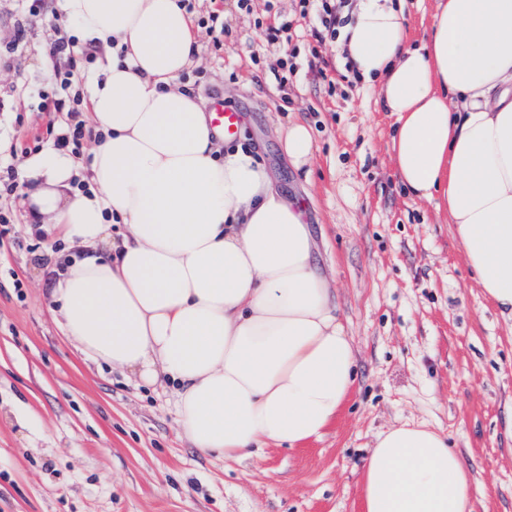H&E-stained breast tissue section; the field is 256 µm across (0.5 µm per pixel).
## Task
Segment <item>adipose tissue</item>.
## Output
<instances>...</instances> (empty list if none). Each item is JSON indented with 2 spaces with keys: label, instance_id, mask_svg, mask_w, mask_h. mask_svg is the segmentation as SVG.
<instances>
[{
  "label": "adipose tissue",
  "instance_id": "adipose-tissue-1",
  "mask_svg": "<svg viewBox=\"0 0 512 512\" xmlns=\"http://www.w3.org/2000/svg\"><path fill=\"white\" fill-rule=\"evenodd\" d=\"M60 9L103 50L89 166L56 149L22 164L30 231L62 245L45 271L66 336L98 365L168 381L202 454L319 438L352 391L353 339L303 210L251 148L219 143L189 77L201 44L188 12L179 0ZM349 15L341 50L396 117L400 185L435 204L512 321V0H436L418 45L403 0H356ZM361 499L364 512H475L466 462L423 424L377 436Z\"/></svg>",
  "mask_w": 512,
  "mask_h": 512
}]
</instances>
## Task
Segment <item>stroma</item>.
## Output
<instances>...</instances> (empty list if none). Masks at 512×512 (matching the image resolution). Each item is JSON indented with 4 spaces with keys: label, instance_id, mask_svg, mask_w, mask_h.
I'll use <instances>...</instances> for the list:
<instances>
[{
    "label": "stroma",
    "instance_id": "1",
    "mask_svg": "<svg viewBox=\"0 0 512 512\" xmlns=\"http://www.w3.org/2000/svg\"><path fill=\"white\" fill-rule=\"evenodd\" d=\"M224 11L222 47L206 22ZM299 0H193L201 51L192 76L245 119L242 137L274 185L305 202L317 258L356 350V384L319 438L259 459L202 456L162 385L98 369L63 335L44 294V241L22 193L0 196L14 222L0 239V512H363L376 435L405 422L447 434L470 470L475 512H512V323L488 303L433 204L408 196L390 162L396 118L346 71L337 43L307 65L305 37L267 44L296 23ZM0 0V164L20 166L51 89L47 43L68 38ZM295 51L279 88L265 57ZM305 124L314 157L295 167L276 134Z\"/></svg>",
    "mask_w": 512,
    "mask_h": 512
}]
</instances>
